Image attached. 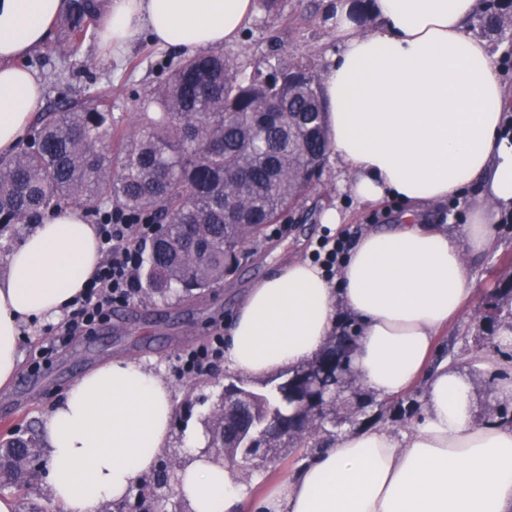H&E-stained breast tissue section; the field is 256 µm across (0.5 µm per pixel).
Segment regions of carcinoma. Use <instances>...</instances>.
Listing matches in <instances>:
<instances>
[{
	"label": "carcinoma",
	"mask_w": 512,
	"mask_h": 512,
	"mask_svg": "<svg viewBox=\"0 0 512 512\" xmlns=\"http://www.w3.org/2000/svg\"><path fill=\"white\" fill-rule=\"evenodd\" d=\"M99 0H70L60 19L56 49L77 52L93 37ZM478 25L501 28L500 0H489ZM38 142L0 157V224L21 223L41 210L83 204L93 218L106 211L150 212L160 233L149 245L140 283L149 294L172 288H211L240 263L247 243L258 242L319 178L330 149L319 84L307 69L285 65L273 73L243 77L222 53L182 59L166 83L154 89L129 136L112 115V93L88 98L78 110L42 116ZM512 315V279L498 283L479 319L494 335ZM351 341L335 335L307 369L325 372L326 394L342 379L329 367L337 349ZM422 391L397 401L392 422L415 418ZM242 406L204 421L209 447L234 459L246 430L272 410L301 423L303 392L283 381L271 401L244 390ZM334 409L319 429L303 427L286 438L263 435L257 445L323 447L320 429L335 422ZM0 469L19 478L36 460L34 438L2 445Z\"/></svg>",
	"instance_id": "carcinoma-1"
}]
</instances>
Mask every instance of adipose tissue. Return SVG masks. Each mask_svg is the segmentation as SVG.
<instances>
[{
  "label": "adipose tissue",
  "mask_w": 512,
  "mask_h": 512,
  "mask_svg": "<svg viewBox=\"0 0 512 512\" xmlns=\"http://www.w3.org/2000/svg\"><path fill=\"white\" fill-rule=\"evenodd\" d=\"M66 0H0V154L18 147L43 96L20 64L42 47ZM381 26L363 29L336 0L337 51L322 78L330 150L360 203H444L481 192L468 224L402 223L361 235L335 279L294 261L256 284L234 312L224 361L250 379L311 362L342 317L360 334V386L392 400L425 381L423 411L404 430L368 425L337 437L269 494L193 447L175 489L189 512H512V422L476 421L472 390L433 361L435 338L472 292L466 257L492 251L512 210V116L482 39L466 31L478 0H371ZM255 0H108L101 44L118 50L140 31L192 56L234 43ZM97 229L76 206L51 208L12 250L0 277V387L19 369L22 325L56 319L99 266ZM481 364L512 405V326ZM168 382L129 360L78 377L44 416L45 467L55 512H99L125 501L158 466L172 437Z\"/></svg>",
  "instance_id": "adipose-tissue-1"
}]
</instances>
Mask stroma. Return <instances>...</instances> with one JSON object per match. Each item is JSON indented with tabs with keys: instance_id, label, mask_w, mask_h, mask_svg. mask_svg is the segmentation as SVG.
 I'll use <instances>...</instances> for the list:
<instances>
[{
	"instance_id": "35a3bbf8",
	"label": "stroma",
	"mask_w": 512,
	"mask_h": 512,
	"mask_svg": "<svg viewBox=\"0 0 512 512\" xmlns=\"http://www.w3.org/2000/svg\"><path fill=\"white\" fill-rule=\"evenodd\" d=\"M333 2L279 0L276 10L257 8L238 40L224 46L223 52L248 75L285 64H301L314 76H322L337 48ZM180 58L178 50L158 47L144 31L117 56L104 53L98 40L93 39L78 53L60 55L44 49L31 53L22 64L43 82L40 111L76 107L108 88L115 117L133 135L138 130L137 112L146 92L161 84ZM348 179L345 166L336 157L327 156L320 178L291 221L284 223L279 234L247 245L238 270L219 286L115 306L100 330L73 341L47 363L40 358L39 350L53 338L54 329L47 325L23 326L21 375H30L36 369L53 375L54 380L33 392L23 390L16 381L0 387V411L10 404L20 408L8 426H0V440L22 434L30 426L39 427L52 404L84 372L116 359L141 362L170 383L178 401L173 440L158 472L140 480L124 503L103 505L101 512H187L185 501L175 489L174 476L167 473L169 464L188 459L225 385L241 378L221 363L206 373L183 377L174 373L173 365L182 350L207 343L216 331H227L232 314L250 288L288 262L308 258L314 242L325 233L321 222L325 209H339L342 222L335 228L339 235L361 234L399 223L402 205L390 200L370 207L361 205L345 192ZM497 235V247L467 265L472 286L467 310L437 338L439 353L450 355L470 382L473 414L479 420L494 416L498 401L478 360L492 347L478 313L494 283L512 275L511 211L501 213ZM277 382L274 376L244 381L256 392L268 391ZM302 454L299 448H282L265 458L237 459L234 467L242 482L260 491L294 471Z\"/></svg>"
}]
</instances>
